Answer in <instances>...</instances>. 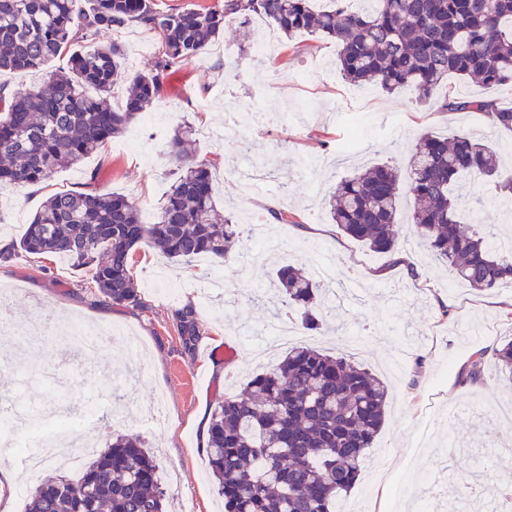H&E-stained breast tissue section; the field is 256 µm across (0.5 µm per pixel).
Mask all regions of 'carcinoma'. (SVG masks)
I'll return each mask as SVG.
<instances>
[{"mask_svg":"<svg viewBox=\"0 0 512 512\" xmlns=\"http://www.w3.org/2000/svg\"><path fill=\"white\" fill-rule=\"evenodd\" d=\"M332 2L316 10L311 0H224L220 9L162 11L152 0H0V72H46L36 87L12 93L0 114V188L38 186L126 133L159 100L169 75L223 37L230 17L245 24L262 18L290 39L307 33L332 40L348 83L408 91L421 103L435 101L450 76L487 87L512 82V0H371L363 8ZM132 25L161 40L152 64L134 73L124 67V45L104 40ZM86 42L96 46L86 51ZM63 55L67 68L49 70ZM117 85L125 90L119 106L112 104ZM440 107L481 112L512 131V107L495 99L448 95ZM192 132L185 125L169 142L171 184L154 223H142L127 196L98 191L93 170L84 190L44 200L19 242L0 251V262L20 253L65 257L92 271L102 297L131 309L146 307L130 274L140 247L185 264L201 254L234 262L241 230L219 214L212 162L198 155ZM465 174L512 197V178L499 173L495 149L467 134L428 133L406 167L379 163L340 181L329 217L371 251L393 255L404 184L416 203L409 223L436 259L479 291L512 284V248L469 224L470 208L454 192ZM271 285L296 311L301 330L328 327L320 285L306 270L281 265ZM172 321L184 349L194 350L203 335L195 309L175 310ZM494 356L512 383V341ZM386 399L385 383L353 360L308 346L288 349L211 413L207 455L224 512H336L383 425ZM166 503L153 453L118 436L76 476L42 479L27 512H166Z\"/></svg>","mask_w":512,"mask_h":512,"instance_id":"obj_1","label":"carcinoma"}]
</instances>
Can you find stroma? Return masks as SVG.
I'll use <instances>...</instances> for the list:
<instances>
[{
	"mask_svg": "<svg viewBox=\"0 0 512 512\" xmlns=\"http://www.w3.org/2000/svg\"><path fill=\"white\" fill-rule=\"evenodd\" d=\"M225 29V41L237 49L235 79L225 80L224 55L214 46L178 68L155 106L167 115L162 125L140 116L126 136L112 139L80 166L57 170L33 188L8 190L0 237L19 241L47 195L82 189L94 169L101 191L123 193L141 214H158L170 185L168 144L188 123L201 157L216 164L218 209L243 226L265 225L271 259L243 268L202 256L189 268L138 249L131 274L145 297L143 310L105 300L89 272L68 260L21 254L0 262V303L34 312L51 308L59 323L90 321L125 335L97 351L88 376L30 381L20 399L55 407L71 425L65 441L73 450L89 424L101 429L104 446L118 435L139 436L159 450L160 479L176 512H224L202 446L203 423L217 401L240 393L250 377L284 354L276 348L265 361L253 359V346L274 336L279 321L245 296L268 286L276 264L308 267L328 257L336 262V280L326 289L339 327L326 335L302 333L295 341L351 358L388 388L386 420L347 502L356 512H460L475 467L470 453L486 445L488 433L496 435L499 478H512V385L491 362L481 381L466 379L474 351L491 352L512 340L506 318L512 285L472 289L405 228L399 252L419 271L409 277L390 257L332 224L327 199L358 165L404 161L409 145L427 132H466L491 142L501 154L503 176H510L512 132L494 129L478 112L421 105L407 92L355 89L339 72L332 41L283 37L259 62L251 25L234 19ZM259 106L275 112V119L255 123ZM229 112L254 156L264 161V179L249 196L237 179L224 175L225 166L238 159L236 145L211 137ZM459 188L474 202V224L512 235V217H505L504 200L493 186L465 177ZM274 208L287 211L291 223L272 218ZM188 304L205 329L191 355L172 322L174 310ZM227 345L238 350L237 362L229 365L213 355ZM158 390L165 414L160 429L144 416ZM452 405L459 409L453 420Z\"/></svg>",
	"mask_w": 512,
	"mask_h": 512,
	"instance_id": "35a3bbf8",
	"label": "stroma"
}]
</instances>
